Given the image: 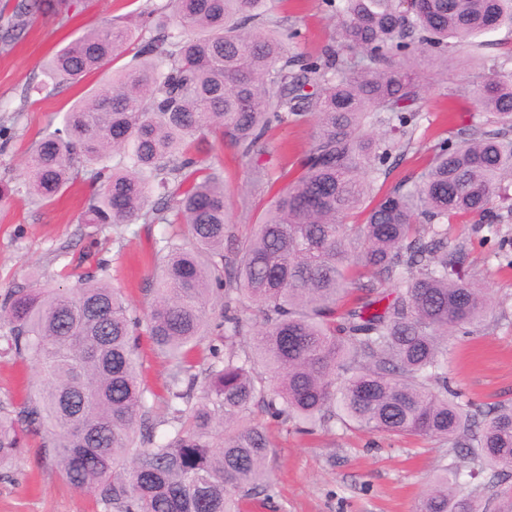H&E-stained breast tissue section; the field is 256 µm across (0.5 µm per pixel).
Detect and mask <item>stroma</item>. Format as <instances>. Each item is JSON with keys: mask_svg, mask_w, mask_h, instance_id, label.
Instances as JSON below:
<instances>
[{"mask_svg": "<svg viewBox=\"0 0 512 512\" xmlns=\"http://www.w3.org/2000/svg\"><path fill=\"white\" fill-rule=\"evenodd\" d=\"M155 0H87L67 24L50 18L30 22L18 41L0 38V184L25 177L29 153L61 115L95 87L99 76L79 84L39 90L42 63L56 50L106 18L138 12ZM273 17L282 27L299 30V42L318 48L336 37V22L321 0H279ZM446 87L429 90L411 147L392 156L385 187L406 180L424 166L428 149L448 127L443 110ZM314 126L306 122L274 129L253 161L239 159L215 145L224 167L236 232L250 234L256 212L268 202L254 192L253 164L277 177L309 147ZM89 197L85 182L69 184L54 201L14 195L0 202V295L38 268L50 285L72 283L80 263L110 259V280L129 303L146 309L155 274L150 261L156 239L179 234L176 224H133L120 239L111 229L77 221ZM451 243L464 244L476 280L495 303L484 330L448 338V383L483 411L512 402V223L453 226ZM36 380L34 368L0 355V406L18 402L25 385ZM275 456L272 486L245 503V512H415L428 480L444 466L455 467L463 490L512 485V469L471 477L469 455L439 440H398L340 428L314 439L271 427ZM0 512H98L93 495L66 486L38 438H29L12 478L0 480Z\"/></svg>", "mask_w": 512, "mask_h": 512, "instance_id": "stroma-1", "label": "stroma"}]
</instances>
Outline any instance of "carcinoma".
I'll return each instance as SVG.
<instances>
[{
	"instance_id": "carcinoma-1",
	"label": "carcinoma",
	"mask_w": 512,
	"mask_h": 512,
	"mask_svg": "<svg viewBox=\"0 0 512 512\" xmlns=\"http://www.w3.org/2000/svg\"><path fill=\"white\" fill-rule=\"evenodd\" d=\"M84 2L20 0L5 38L44 15L64 24ZM273 3L166 0L102 21L45 62L55 83L107 80L35 143L26 178L0 187V201L50 202L79 179L90 189L79 223L181 224L184 241L155 242L143 313L108 282L105 259L72 286L32 271L0 295V350L37 373L18 406L0 407V478L31 435L102 512H242L271 483L257 410L306 435L337 422L512 468V404L478 422L448 389L447 358L449 333L481 330L492 309L448 225L512 220L511 47L448 88V111L471 122L439 137L410 182L371 199L381 166L411 142L427 85L448 83V68L423 65L496 47L483 37L512 35V0H323L339 41L314 51L288 46L299 32L283 36ZM307 121L310 147L253 232L235 238L209 138L250 158L273 129ZM143 337L170 366L159 440ZM457 482L441 469L417 512H487ZM492 500L512 512V485Z\"/></svg>"
}]
</instances>
